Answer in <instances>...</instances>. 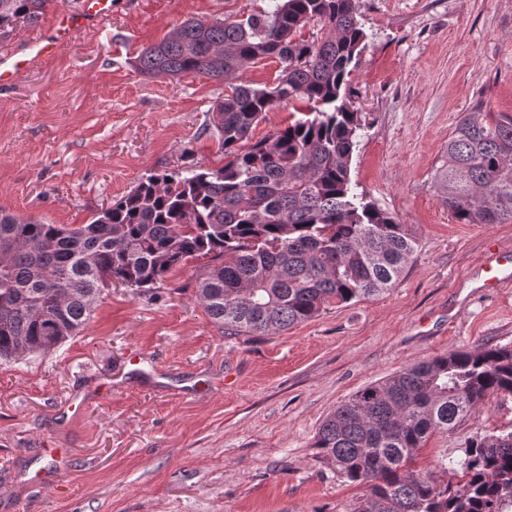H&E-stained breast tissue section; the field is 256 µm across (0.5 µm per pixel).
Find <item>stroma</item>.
<instances>
[{
  "label": "stroma",
  "instance_id": "1",
  "mask_svg": "<svg viewBox=\"0 0 512 512\" xmlns=\"http://www.w3.org/2000/svg\"><path fill=\"white\" fill-rule=\"evenodd\" d=\"M260 0H113L112 14L0 88V209L89 223L149 174L219 165L207 128L224 85L148 79L134 61L184 19ZM365 48L350 103L351 175L417 249L389 293L267 336L231 335L194 297L197 261L138 292L105 287L83 330L0 363V512H352L365 492L320 461L328 413L439 355L512 344V280L482 286L512 223L461 224L433 184L464 112L512 114V0H357ZM308 108L281 104L241 149ZM512 428V397L433 434L418 469ZM63 449L66 459L46 455Z\"/></svg>",
  "mask_w": 512,
  "mask_h": 512
}]
</instances>
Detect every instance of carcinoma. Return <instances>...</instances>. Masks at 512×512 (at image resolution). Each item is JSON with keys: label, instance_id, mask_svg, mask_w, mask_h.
I'll return each instance as SVG.
<instances>
[{"label": "carcinoma", "instance_id": "cac0c4a2", "mask_svg": "<svg viewBox=\"0 0 512 512\" xmlns=\"http://www.w3.org/2000/svg\"><path fill=\"white\" fill-rule=\"evenodd\" d=\"M46 0H0V43L38 22ZM365 34L355 0H271L240 20L188 18L141 51L149 78L225 84L210 125L224 164L151 174L74 228L0 210V361L46 353L77 335L103 288L148 290L191 259L195 299L230 334L264 336L333 303L388 293L416 237L351 179L363 128L350 74ZM276 58L272 87L243 80ZM313 109L270 139L238 144L279 104ZM434 188L460 224L512 222V115H464ZM512 395V345L436 356L354 393L323 419L313 447L367 487L353 512H512V430L474 440L442 467L413 469L427 436Z\"/></svg>", "mask_w": 512, "mask_h": 512}]
</instances>
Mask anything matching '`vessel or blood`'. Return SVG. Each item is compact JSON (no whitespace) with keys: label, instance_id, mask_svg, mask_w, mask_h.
<instances>
[{"label":"vessel or blood","instance_id":"b4317fda","mask_svg":"<svg viewBox=\"0 0 512 512\" xmlns=\"http://www.w3.org/2000/svg\"><path fill=\"white\" fill-rule=\"evenodd\" d=\"M111 11L112 0H85L80 14L57 17L50 34L37 36L15 52L0 57V85H12L27 69L53 58L62 43L73 41Z\"/></svg>","mask_w":512,"mask_h":512}]
</instances>
